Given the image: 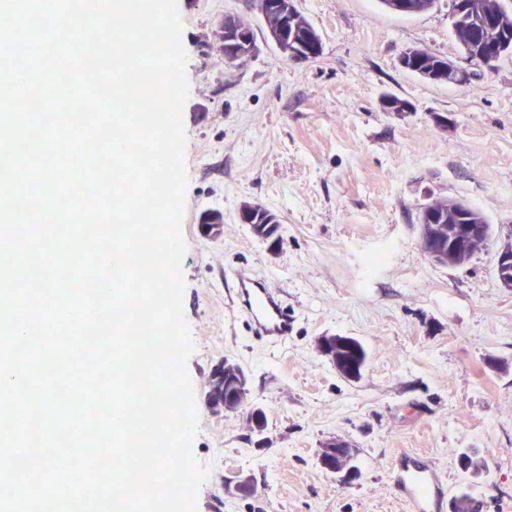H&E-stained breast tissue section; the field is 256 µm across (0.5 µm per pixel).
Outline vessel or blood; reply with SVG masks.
Wrapping results in <instances>:
<instances>
[{
  "instance_id": "1",
  "label": "vessel or blood",
  "mask_w": 512,
  "mask_h": 512,
  "mask_svg": "<svg viewBox=\"0 0 512 512\" xmlns=\"http://www.w3.org/2000/svg\"><path fill=\"white\" fill-rule=\"evenodd\" d=\"M227 288L236 313L248 323L254 341L273 347L287 342L293 333V322L280 294L265 279L239 270ZM393 478L410 512H437L445 488L441 472L430 458L411 451L402 453Z\"/></svg>"
}]
</instances>
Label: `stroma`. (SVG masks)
Returning <instances> with one entry per match:
<instances>
[{
  "mask_svg": "<svg viewBox=\"0 0 512 512\" xmlns=\"http://www.w3.org/2000/svg\"><path fill=\"white\" fill-rule=\"evenodd\" d=\"M322 37L313 61L285 58L267 40L255 0H178L189 54L183 308L196 352L188 362L199 414L193 451L210 466L197 512H407L392 479L413 451L443 472L449 512L468 487L474 512H512V288L493 267L512 230V59L471 62L452 32L451 0L399 14L379 0H294ZM256 35V53L225 63V15ZM421 48L451 59L458 81L434 83L401 67ZM412 103L397 118L384 96ZM434 197L461 198L493 228L471 262L446 267L420 246L418 216ZM275 212L283 243L270 253L238 219L242 203ZM222 211L220 234L199 224ZM246 269L280 291L295 318L284 349L254 342L224 281ZM361 343L358 381L317 344ZM243 366L264 408L263 440L241 414L207 403L224 360ZM351 441L359 476L321 468L318 448ZM476 449L473 477L457 457ZM251 472L253 496L225 488Z\"/></svg>",
  "mask_w": 512,
  "mask_h": 512,
  "instance_id": "1",
  "label": "stroma"
}]
</instances>
